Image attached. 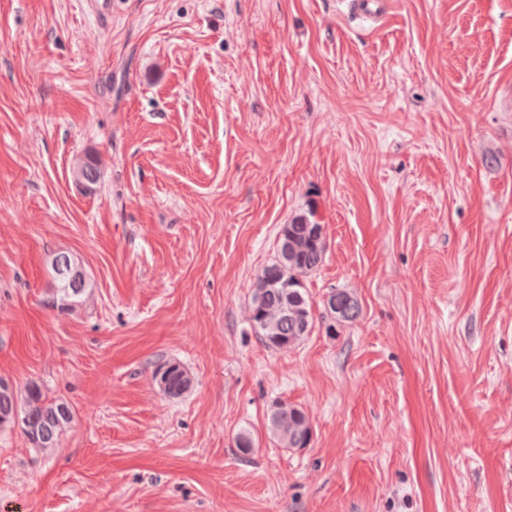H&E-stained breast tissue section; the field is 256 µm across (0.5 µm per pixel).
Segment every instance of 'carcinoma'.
<instances>
[{"label": "carcinoma", "instance_id": "cac0c4a2", "mask_svg": "<svg viewBox=\"0 0 512 512\" xmlns=\"http://www.w3.org/2000/svg\"><path fill=\"white\" fill-rule=\"evenodd\" d=\"M76 173L89 189L94 188L99 179V168L95 160L90 159L77 167ZM288 242L291 256L288 265L280 267L274 261L265 266L257 276L254 284L251 310H261L255 303L259 292L271 288L282 277L292 281L295 287L281 293L278 298L270 299L266 307L269 312L250 318L251 327L256 336L265 345L275 350H288L309 333L313 327L314 317L311 304L305 293L301 291L302 278L315 272L322 265L327 251V242L323 233V225L312 222L305 215L294 217L289 223L282 225L279 231V242ZM93 288L91 280H86L81 296L74 299L65 284L54 279V289L60 300L81 302ZM163 391L176 397L183 394L190 386L187 373L178 365L157 379ZM19 403H14L13 395L0 391V420H10L14 409H19L25 424L22 430L33 446H38L35 439L36 430L48 419L56 420L55 435H60L67 424L72 421L73 412L65 415L59 410L66 404L59 400L49 399L42 388L35 382L25 386L19 393ZM269 429L273 436L285 448H303L312 434L311 420L302 408L279 402L275 404L268 416Z\"/></svg>", "mask_w": 512, "mask_h": 512}]
</instances>
